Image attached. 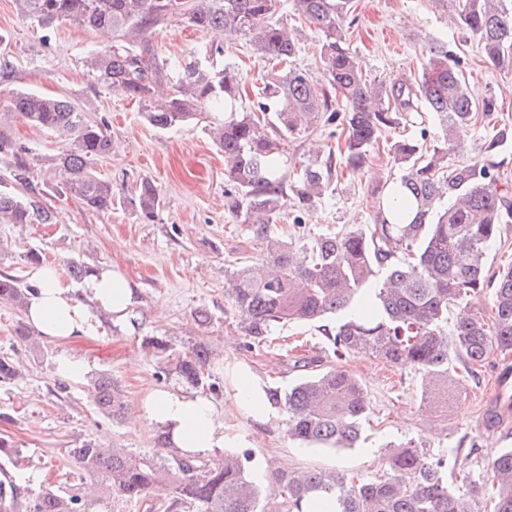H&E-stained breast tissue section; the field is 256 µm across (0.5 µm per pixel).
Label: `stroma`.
<instances>
[{"label": "stroma", "instance_id": "stroma-1", "mask_svg": "<svg viewBox=\"0 0 512 512\" xmlns=\"http://www.w3.org/2000/svg\"><path fill=\"white\" fill-rule=\"evenodd\" d=\"M275 3L280 21L306 31L297 64L321 77L320 33L306 29L290 0ZM349 16L341 32L362 60L368 82L417 77L425 46L438 42L460 59L470 93L477 98L494 95L498 104L497 112L476 118L464 128L461 140L478 142L494 128L512 126V72L484 61L476 40L462 27L447 0H351ZM208 40V34L183 24L157 29L152 35L159 58L184 64L197 60L198 49ZM107 44L100 32L71 21L43 29L35 20L22 17L14 0H0V58L13 64L12 71H0V134L35 154L31 187L43 196L52 214L48 224H0V273L28 281L33 267L26 253L33 250L60 269L72 259L92 268L117 267L138 292L131 329L115 328L104 319L94 338L43 343L36 349L16 334L24 313L0 306V356H10L19 368L15 380L0 384V435L10 437L22 450L19 484L35 491L44 485L70 488L76 465L69 451L88 441L138 454L159 450L156 430L139 416L140 403L152 389L177 384L178 379L159 376L156 359L143 354L142 338L153 335L167 337L177 353L199 342L207 344L212 356L206 373L217 387V396L224 399L230 443L235 450H250L263 462L262 485L272 484L284 463L371 478L382 472V459L394 444L435 454L459 449L465 470L449 473L448 483L454 489H462L463 475L481 478L499 450L512 447V438L505 440L482 428L496 391L495 376L504 360L497 352L474 373L457 370L454 397L449 406L438 409L428 407L422 398L416 371L391 367L364 353L339 357L336 366L362 382L371 413L357 447L336 453L300 446L289 440L284 421L257 424L235 404L239 371L251 370L278 391H285L300 375L294 358L328 354L325 331L336 322L327 320L322 327L280 324L268 342L249 346L241 319L230 309L224 291L237 263L259 257L263 246L231 207L235 192L224 179V156L202 128H154L145 122L142 107L134 100L121 91L95 86L85 59ZM224 60L234 64L245 80L240 110L254 111L263 61L242 36L225 42ZM18 89L65 96L83 105L91 119H105L112 134V152L97 163V173L124 194L143 180L152 181L161 196L157 219L139 220L120 204L107 212H93L61 196L51 163L60 139L4 113L11 92ZM339 133L338 127L319 125L290 142L286 149L289 165L307 162L313 149L325 154L336 149ZM419 137L415 125L389 131L386 141L371 148L358 173L340 169L318 206L302 213L305 233L371 223L373 189L381 177L397 172L387 155V140ZM200 310L209 314L206 323L197 320ZM64 353L82 356L90 374L111 373L126 395L124 419L112 420L97 412L89 381L66 382L56 376V360ZM94 509L183 512L174 506L165 486L155 488L142 502L103 499Z\"/></svg>", "mask_w": 512, "mask_h": 512}]
</instances>
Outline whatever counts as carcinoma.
Listing matches in <instances>:
<instances>
[{"mask_svg":"<svg viewBox=\"0 0 512 512\" xmlns=\"http://www.w3.org/2000/svg\"><path fill=\"white\" fill-rule=\"evenodd\" d=\"M21 15L51 29L69 20L91 29H110L112 45L89 54L86 66L96 83L118 89L143 107L145 121L161 130L207 123L224 153L225 173L237 189L234 208L242 223L265 245L259 258L237 266L227 297L248 346L262 343L279 324L321 322L336 317L328 334L333 353L362 351L421 375L427 403H448L450 361L471 373L495 349L512 352V266L490 276V246L512 224V183L500 178L498 157L512 143L506 125L474 148V160L448 164L462 148L457 130L479 113L494 112L496 99H472L459 61L443 45L425 55L421 75L371 86L362 62L345 45L340 24L350 0H291L292 8L321 33L323 80L294 65L300 39L274 17V0H15ZM461 24L477 40L485 61L512 69V5L506 0H449ZM186 23L201 32L251 37L255 53L270 62L263 96L252 112L238 111L241 73L227 64L224 44L204 46V59L172 64L159 58L150 39L158 27ZM7 111L45 131L63 146L53 158L57 188L91 211H109L117 197L112 182L94 169L112 153L105 125L88 119L84 107L66 98L29 91L12 93ZM226 113L224 119L211 118ZM428 113L441 129L427 150L414 139L389 142V155L403 169L380 181L373 192L370 224H346L334 232L299 233V217L285 240L274 234L282 209L316 206L333 182L330 162L310 160L297 172L285 168L286 144L316 124L342 126L339 152L355 172L382 135ZM29 150L0 139V155L12 158L13 182L30 188ZM123 204L151 221L161 199L144 182ZM0 219L8 224H45L50 213L35 196L21 199L0 191ZM305 256L294 260L293 249ZM492 290V321L468 309V297ZM30 286L0 274V305L26 309ZM457 310L455 321L448 316ZM144 352L164 375L205 384L208 346L199 342L175 356L164 337L142 339ZM304 374L276 398L287 414L291 440L320 450L356 446L370 412L367 393L351 372L323 360L298 359ZM98 411L120 419L127 410L121 386L109 373L91 381ZM79 470L110 498L142 501L157 484L171 486L174 502L191 512H512V448L501 450L482 484L465 492L448 486V468L461 467L458 452L429 454L406 444L386 458L384 473L365 479L348 473L288 468L266 488L250 475L247 453L226 452L210 462L175 448L136 455L91 441L70 449ZM21 450L0 436V512H90L87 493L43 488L24 491L11 470Z\"/></svg>","mask_w":512,"mask_h":512,"instance_id":"obj_1","label":"carcinoma"}]
</instances>
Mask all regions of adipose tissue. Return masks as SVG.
Here are the masks:
<instances>
[{"label": "adipose tissue", "mask_w": 512, "mask_h": 512, "mask_svg": "<svg viewBox=\"0 0 512 512\" xmlns=\"http://www.w3.org/2000/svg\"><path fill=\"white\" fill-rule=\"evenodd\" d=\"M25 311L27 321L48 343H68L94 336L101 316L124 328L137 305L134 285L119 270L101 267L89 274L81 290L64 285L57 267L33 270ZM238 403L265 423L280 415L269 382L249 371L235 379ZM141 415L165 446L190 457H210L225 447L224 401L197 388L156 389L140 404Z\"/></svg>", "instance_id": "ef3b65f1"}]
</instances>
